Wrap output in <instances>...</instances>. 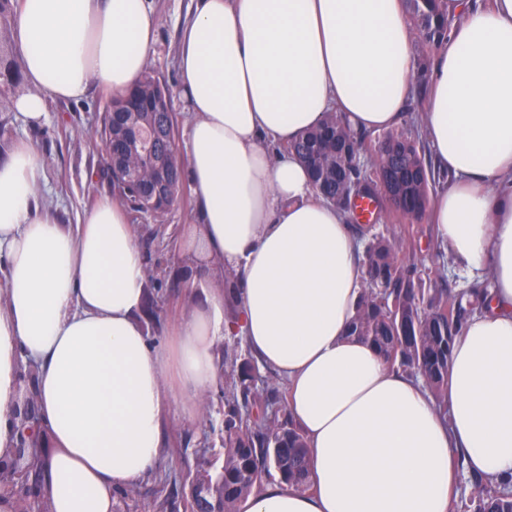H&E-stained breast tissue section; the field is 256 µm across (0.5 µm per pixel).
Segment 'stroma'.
<instances>
[{"instance_id":"1","label":"stroma","mask_w":512,"mask_h":512,"mask_svg":"<svg viewBox=\"0 0 512 512\" xmlns=\"http://www.w3.org/2000/svg\"><path fill=\"white\" fill-rule=\"evenodd\" d=\"M196 0H153V14L158 22L157 42L150 68L169 86H176V56L181 28L192 16ZM111 96L92 90L78 102L52 101L47 116L37 125H29L14 110V97L9 88L0 89V124L6 135L0 136V153L14 142L33 144L47 162V186L40 202L51 209L60 223L77 224L95 201L111 194L112 186L100 142L93 131L99 123ZM198 211L192 194L178 199L167 216L166 229L155 239L145 264L162 280L161 288L152 292L160 324L150 331L153 340L163 341L175 324L197 302L185 290L165 287L176 270L190 257L180 238L189 225L197 223ZM224 402L211 396L203 415L194 420L183 419L180 403H173L163 429L164 453L146 478L139 484L137 495L130 500L132 512H139L157 487L183 490L191 476L215 463L224 449Z\"/></svg>"}]
</instances>
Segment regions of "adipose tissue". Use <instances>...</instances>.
<instances>
[{"instance_id": "obj_1", "label": "adipose tissue", "mask_w": 512, "mask_h": 512, "mask_svg": "<svg viewBox=\"0 0 512 512\" xmlns=\"http://www.w3.org/2000/svg\"><path fill=\"white\" fill-rule=\"evenodd\" d=\"M446 3L463 19L427 75L422 133L443 176L427 215L455 266L491 281L454 341L448 416L421 377L348 336L359 241L286 150L331 111L366 132L400 124L417 81L404 0H197L177 70L199 302L163 342L143 319L129 212L104 198L60 224L37 200L41 153L20 141L0 158V455L35 365L52 512H113L161 455L172 399L193 420L218 389L215 345L236 333L285 378L311 482L263 485L238 512H448L461 471L512 482V0ZM156 36L150 0H16V112L37 124L48 101L126 94ZM219 266L235 274L232 315L210 286Z\"/></svg>"}]
</instances>
